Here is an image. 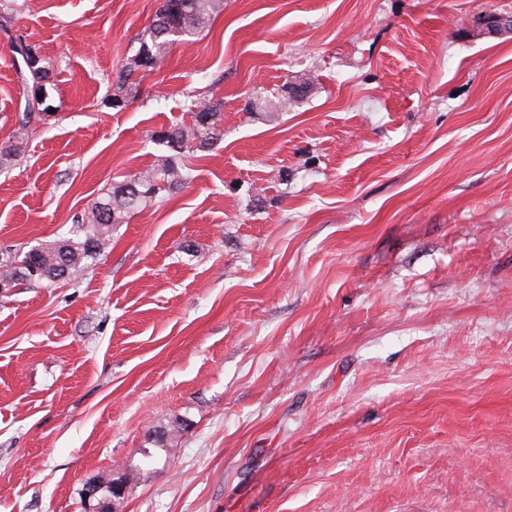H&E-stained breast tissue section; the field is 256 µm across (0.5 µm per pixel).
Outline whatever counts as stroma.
I'll return each mask as SVG.
<instances>
[{"instance_id": "35a3bbf8", "label": "stroma", "mask_w": 512, "mask_h": 512, "mask_svg": "<svg viewBox=\"0 0 512 512\" xmlns=\"http://www.w3.org/2000/svg\"><path fill=\"white\" fill-rule=\"evenodd\" d=\"M0 0V249L69 235L220 104L191 183L0 296V512H512V0ZM52 112L20 132L12 37ZM224 7L223 0H164L141 39L134 68L118 77L112 94V107H123L126 85L136 69L150 71L162 59L165 49L175 43H191L211 16Z\"/></svg>"}]
</instances>
